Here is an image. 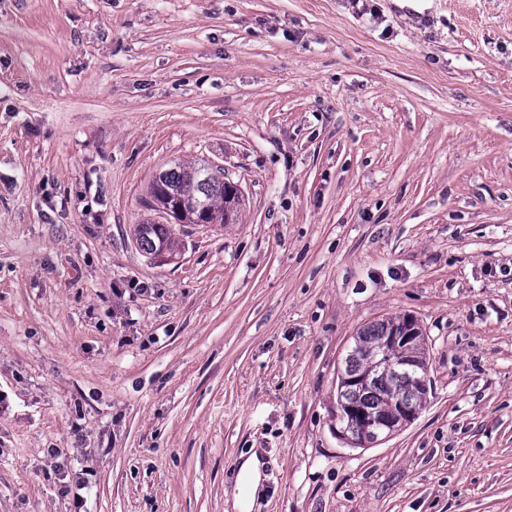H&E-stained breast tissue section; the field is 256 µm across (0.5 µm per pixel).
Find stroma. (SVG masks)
<instances>
[{
	"label": "stroma",
	"instance_id": "stroma-1",
	"mask_svg": "<svg viewBox=\"0 0 512 512\" xmlns=\"http://www.w3.org/2000/svg\"><path fill=\"white\" fill-rule=\"evenodd\" d=\"M206 160L233 224L131 237ZM431 388L332 430L357 329ZM512 512V0H0V512ZM132 238L137 249L147 256L152 257L161 249L166 250L171 259L177 255V244L169 224L149 220L135 224ZM405 317L406 315L370 322L356 332L355 354L347 366L353 372H369L372 382L367 388H355L350 392H342L343 389L337 391L338 406L334 414V428L336 436L350 447L374 448L387 441L400 427L411 424L418 417L419 413L408 402L397 397L400 394L413 395L416 391L417 396L412 400L419 411L424 407L426 392L417 380L411 377L396 379L386 374L389 363L394 362L388 369L395 376H412L418 373L422 376L416 357L409 354L395 362L405 353V349L398 344L414 345L421 331L417 321L407 318L401 327V333H397ZM394 332L396 333L392 336ZM388 336L390 345H398L397 348L384 345ZM351 371L343 375L342 385L365 387L370 383L368 374ZM424 371L422 379L418 380L428 389L430 379L426 368ZM340 400L354 401L372 413L344 401L339 405ZM391 400H394L391 411L388 414L378 413L385 410ZM262 463L256 452L252 451L239 466L238 489L245 488L248 499L251 500L261 482Z\"/></svg>",
	"mask_w": 512,
	"mask_h": 512
}]
</instances>
